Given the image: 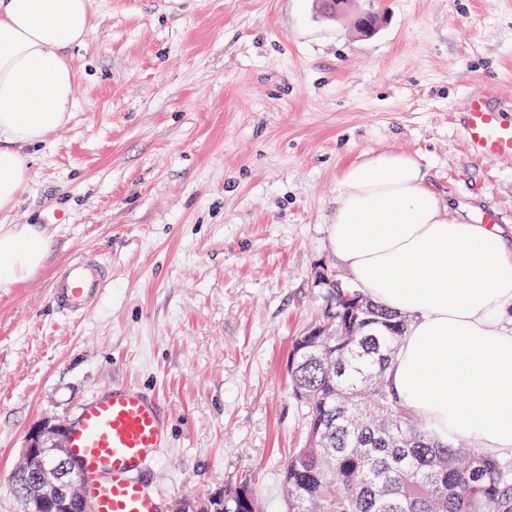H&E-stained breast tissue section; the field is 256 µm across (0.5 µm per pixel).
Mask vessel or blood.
<instances>
[{
  "label": "vessel or blood",
  "mask_w": 512,
  "mask_h": 512,
  "mask_svg": "<svg viewBox=\"0 0 512 512\" xmlns=\"http://www.w3.org/2000/svg\"><path fill=\"white\" fill-rule=\"evenodd\" d=\"M467 146L475 155L512 158V120L485 92L472 93L462 109ZM111 277L96 253L85 251L57 268L49 298L59 312L82 317L94 310ZM164 404L142 390L116 385L88 400L69 422L67 448L84 480L91 512H162V497L148 470L165 441Z\"/></svg>",
  "instance_id": "obj_1"
}]
</instances>
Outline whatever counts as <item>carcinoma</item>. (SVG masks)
I'll return each instance as SVG.
<instances>
[{
	"label": "carcinoma",
	"mask_w": 512,
	"mask_h": 512,
	"mask_svg": "<svg viewBox=\"0 0 512 512\" xmlns=\"http://www.w3.org/2000/svg\"><path fill=\"white\" fill-rule=\"evenodd\" d=\"M318 336L290 357L305 443L282 468L286 512H512V458L442 442L393 393L388 371L409 319L338 282ZM247 480L224 489V512Z\"/></svg>",
	"instance_id": "1"
}]
</instances>
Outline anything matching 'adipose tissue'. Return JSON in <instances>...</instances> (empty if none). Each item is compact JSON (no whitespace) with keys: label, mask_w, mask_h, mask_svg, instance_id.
I'll return each mask as SVG.
<instances>
[{"label":"adipose tissue","mask_w":512,"mask_h":512,"mask_svg":"<svg viewBox=\"0 0 512 512\" xmlns=\"http://www.w3.org/2000/svg\"><path fill=\"white\" fill-rule=\"evenodd\" d=\"M92 0H0V214L30 183L33 147L71 117L66 52L91 31ZM369 297L411 316L389 380L440 440L512 457V237L440 204L411 154H361L339 173L329 229ZM51 239L0 225V288L39 270Z\"/></svg>","instance_id":"1"}]
</instances>
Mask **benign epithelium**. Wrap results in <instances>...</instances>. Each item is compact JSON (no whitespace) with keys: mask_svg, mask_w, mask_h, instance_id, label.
<instances>
[{"mask_svg":"<svg viewBox=\"0 0 512 512\" xmlns=\"http://www.w3.org/2000/svg\"><path fill=\"white\" fill-rule=\"evenodd\" d=\"M67 423L43 419L32 427L22 448L14 475L29 474L31 482L22 486L35 512H65L69 503L79 500L78 487L83 475L76 463L66 455L64 441ZM224 492L204 500H196L189 512H221Z\"/></svg>","mask_w":512,"mask_h":512,"instance_id":"7a95c632","label":"benign epithelium"}]
</instances>
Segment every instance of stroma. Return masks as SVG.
<instances>
[{
	"instance_id": "35a3bbf8",
	"label": "stroma",
	"mask_w": 512,
	"mask_h": 512,
	"mask_svg": "<svg viewBox=\"0 0 512 512\" xmlns=\"http://www.w3.org/2000/svg\"><path fill=\"white\" fill-rule=\"evenodd\" d=\"M70 57L72 116L7 217L52 248L0 289V512H22L28 431L121 383L172 411L151 471L168 512L245 478L284 512L305 441L291 346L326 305L315 271L351 279L329 237L340 170L410 153L442 203L512 228V158L472 155L461 114L482 89L512 114V0H350L333 19L318 0H92ZM86 250L112 281L68 320L50 279Z\"/></svg>"
}]
</instances>
